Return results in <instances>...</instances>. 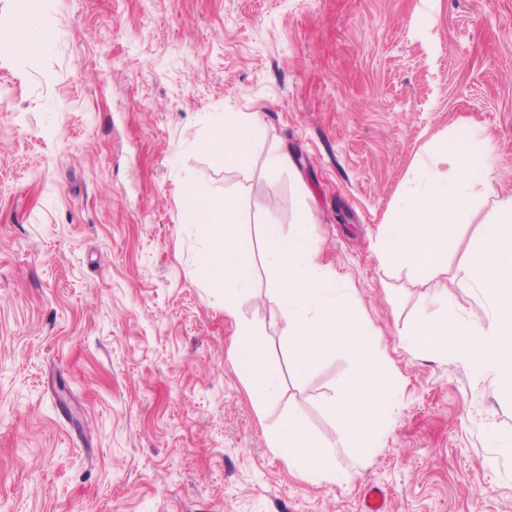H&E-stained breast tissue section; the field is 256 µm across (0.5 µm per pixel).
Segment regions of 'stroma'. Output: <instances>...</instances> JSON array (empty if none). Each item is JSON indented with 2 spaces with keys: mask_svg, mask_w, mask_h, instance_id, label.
Instances as JSON below:
<instances>
[{
  "mask_svg": "<svg viewBox=\"0 0 512 512\" xmlns=\"http://www.w3.org/2000/svg\"><path fill=\"white\" fill-rule=\"evenodd\" d=\"M39 37L0 53V512H512V391L402 332L490 307L463 269L512 198V0H0V28ZM256 112V147L216 166L202 144ZM487 137L492 181L448 241L438 278L383 259L381 232L440 144ZM290 164L268 170L269 152ZM232 194L252 238L310 208L319 262L348 288L400 383L382 439L338 453L349 481H314L270 448L298 406L316 435L354 368L323 353L304 380L252 255L237 316L202 265L193 198ZM280 374L254 401L237 322Z\"/></svg>",
  "mask_w": 512,
  "mask_h": 512,
  "instance_id": "1",
  "label": "stroma"
}]
</instances>
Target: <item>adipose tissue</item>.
Masks as SVG:
<instances>
[{
  "label": "adipose tissue",
  "instance_id": "obj_1",
  "mask_svg": "<svg viewBox=\"0 0 512 512\" xmlns=\"http://www.w3.org/2000/svg\"><path fill=\"white\" fill-rule=\"evenodd\" d=\"M257 135L255 114L228 112L223 128L215 131L207 148L216 165L234 166L252 150ZM440 150L451 161L447 176L425 170L422 190L403 201L383 234L388 259L431 278L442 274L453 228L469 214L492 172L489 145L475 130L460 131ZM239 224L236 201L224 198L209 222L219 244L204 256L224 290V310L231 315L250 298L253 281V241L240 231ZM464 278L492 305L486 324L476 328L442 315L412 326L405 339L433 357L458 358L494 383L512 385V200L500 203L486 225ZM238 336L235 356L245 364L255 393L264 400L275 399L280 391L279 373L267 365L260 340L246 325L240 327Z\"/></svg>",
  "mask_w": 512,
  "mask_h": 512
}]
</instances>
